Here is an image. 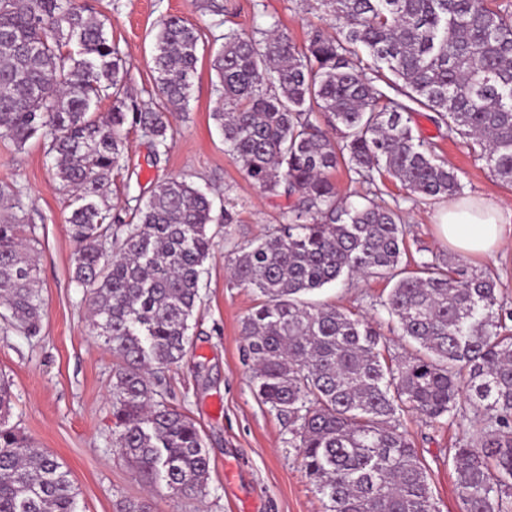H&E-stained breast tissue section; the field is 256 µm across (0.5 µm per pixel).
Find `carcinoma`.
I'll list each match as a JSON object with an SVG mask.
<instances>
[{
    "instance_id": "obj_1",
    "label": "carcinoma",
    "mask_w": 512,
    "mask_h": 512,
    "mask_svg": "<svg viewBox=\"0 0 512 512\" xmlns=\"http://www.w3.org/2000/svg\"><path fill=\"white\" fill-rule=\"evenodd\" d=\"M311 9L336 34L316 28L300 48L276 22L250 34L229 28L211 61L225 151L261 192L294 199L285 223L231 260L236 285L263 297L241 329L256 394L298 422L295 447L326 512H438L396 421L409 412L454 419L466 402L488 432L480 447L455 449L461 512H512V312L497 274L460 258L415 260L400 204L367 195L355 204L331 179L342 167L374 187L393 179L410 201L462 194L456 170L408 125L419 107L512 184V12L496 0H313ZM200 40L183 18L163 20L154 93L129 102L122 53L103 23L73 0H0V138L22 147L54 130V176L73 196V279L119 359L115 447L172 498L203 495L210 461L196 423L158 399L151 375L191 344L217 218L185 178L156 183L127 217L106 199L124 131L142 132L157 158L174 133L170 117L188 112ZM388 73L395 97L377 86ZM104 99L112 109L99 113ZM318 112L340 140L317 125ZM20 209V191L1 183L0 318L35 336L42 299ZM357 275L392 284L380 306L414 353L391 362L376 322L305 299ZM12 404L3 381L0 512H76L70 471L10 423Z\"/></svg>"
}]
</instances>
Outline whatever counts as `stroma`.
<instances>
[{
	"instance_id": "35a3bbf8",
	"label": "stroma",
	"mask_w": 512,
	"mask_h": 512,
	"mask_svg": "<svg viewBox=\"0 0 512 512\" xmlns=\"http://www.w3.org/2000/svg\"><path fill=\"white\" fill-rule=\"evenodd\" d=\"M83 13L103 20L105 31L123 53L130 94L145 98L154 86L155 35L163 19L176 15L201 31L203 49L193 78L185 118L166 151L153 156L148 138L130 131L123 185L109 196L114 212H125L134 196L149 197L154 185L186 177L210 193L216 211L234 216L232 238L216 234L205 263L201 301L191 321L192 344L177 364L162 370L164 400L193 418L210 459L206 494L172 498L148 494L134 466L113 445L112 375L117 360L88 321V298L72 277L76 245L66 219L71 199L53 178L47 149L50 129L24 147L0 138V183L22 194L25 223L37 240L35 260L42 299L41 331L30 336L0 320V380L13 394L12 421L35 446L47 449L69 469L78 491V512H119L125 501L150 500L153 512H324L320 494L307 478L293 426L256 396L253 369L243 357L241 322L257 305L253 290L230 283L226 266L239 250L268 228L283 223L288 201L261 194L240 163L224 151V139L211 116L216 95L207 51L231 26L242 32L278 22L296 44H303L320 20L306 0H224L223 16L202 14L194 0H74ZM416 135L457 169L464 198L512 207V185L502 182L467 139L448 137L428 118L412 113ZM399 182L382 189L384 201L402 199L407 239L422 258H453L441 238L438 217L447 201H404ZM390 289L381 279L338 282L318 291V300L381 319L380 303ZM403 428L430 476L439 512H460L453 450L475 447L481 427L471 409L453 419L406 415Z\"/></svg>"
}]
</instances>
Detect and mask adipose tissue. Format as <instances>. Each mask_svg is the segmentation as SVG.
I'll return each instance as SVG.
<instances>
[{
	"instance_id": "ef3b65f1",
	"label": "adipose tissue",
	"mask_w": 512,
	"mask_h": 512,
	"mask_svg": "<svg viewBox=\"0 0 512 512\" xmlns=\"http://www.w3.org/2000/svg\"><path fill=\"white\" fill-rule=\"evenodd\" d=\"M440 228L449 246L458 253L488 254L512 240V208L492 202H458L449 205Z\"/></svg>"
}]
</instances>
